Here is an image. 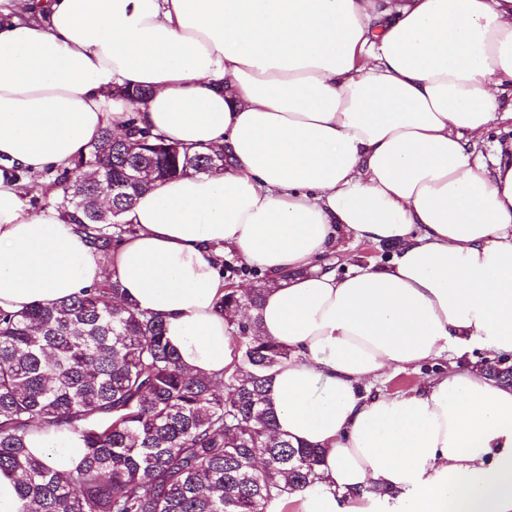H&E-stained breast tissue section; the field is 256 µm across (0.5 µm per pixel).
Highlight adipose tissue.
<instances>
[{"instance_id": "ef3b65f1", "label": "adipose tissue", "mask_w": 512, "mask_h": 512, "mask_svg": "<svg viewBox=\"0 0 512 512\" xmlns=\"http://www.w3.org/2000/svg\"><path fill=\"white\" fill-rule=\"evenodd\" d=\"M140 86L136 105L114 100ZM224 154L218 176L156 183L102 255L42 176L129 119ZM512 0H0V311L105 278L162 318L185 371L235 360L218 260L270 278L260 336L288 351L266 399L319 449L322 491L269 512H512V387L480 368L371 388L473 348L512 364ZM382 265L327 266L347 244ZM290 279H283V272ZM30 452L81 463L64 430ZM393 248L389 246H375L364 243L348 246L345 254L355 263L368 264L377 262L379 264L386 263L392 255Z\"/></svg>"}]
</instances>
